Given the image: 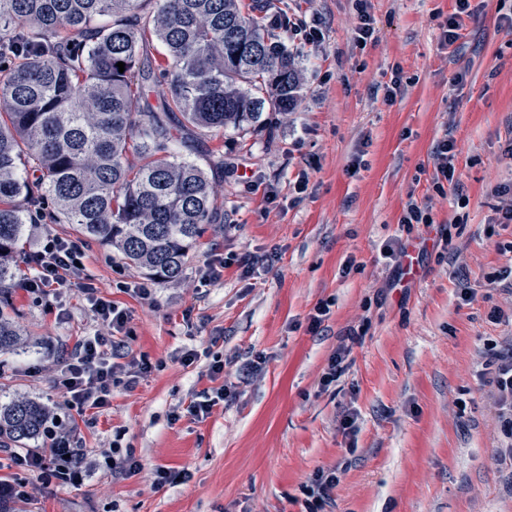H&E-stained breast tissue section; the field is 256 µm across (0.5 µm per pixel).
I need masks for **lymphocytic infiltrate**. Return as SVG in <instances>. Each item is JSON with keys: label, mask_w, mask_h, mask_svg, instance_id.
<instances>
[{"label": "lymphocytic infiltrate", "mask_w": 512, "mask_h": 512, "mask_svg": "<svg viewBox=\"0 0 512 512\" xmlns=\"http://www.w3.org/2000/svg\"><path fill=\"white\" fill-rule=\"evenodd\" d=\"M85 257L78 242L45 233L37 249L26 258L31 274L25 277L22 287L32 294L59 297L63 286L72 279H80V264ZM81 290L99 328L93 335L81 337L73 348L58 357L52 375L66 409L80 415L90 409L108 408L113 386L122 382L136 384L141 375L153 370L147 358L134 359L128 355L127 342L121 336L129 321L126 310L99 296L93 283L82 282ZM476 375L493 388L498 414L512 431V345L493 353ZM45 437L43 446L11 451L12 466L24 473L50 474L65 487L77 488L90 480L97 465L88 461L76 425L52 421Z\"/></svg>", "instance_id": "f902f5d3"}]
</instances>
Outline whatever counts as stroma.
<instances>
[{
  "label": "stroma",
  "mask_w": 512,
  "mask_h": 512,
  "mask_svg": "<svg viewBox=\"0 0 512 512\" xmlns=\"http://www.w3.org/2000/svg\"><path fill=\"white\" fill-rule=\"evenodd\" d=\"M369 3L377 38L360 47L353 0H271L324 39L285 37L303 77L294 111L218 140L221 218L181 280L154 282L152 301L141 300L121 285L143 274L88 245L87 275L130 316V355L156 368L133 389L114 387L109 409L81 434L88 453L115 443L143 469L128 477L103 466L77 489L30 476L32 512H304V485L334 468L330 512H512V465L498 457L512 435L475 376L512 345V325L488 318L494 307L512 312V292L487 282L512 272V224L493 221L496 187L512 184V35L499 27L498 0H473L479 12L464 18L452 57L439 25L454 0ZM396 72L405 84L389 103L378 88ZM446 136L464 207L434 187L431 151ZM265 184L275 199L264 198ZM411 199L435 223L464 225L445 259L428 251L417 278L397 281L379 250L402 236ZM221 259L222 277L202 283ZM466 288L472 301L461 297ZM322 301L330 312L314 333ZM13 303L29 338L0 356V400L22 394L63 411L48 374L34 368L98 324L75 281L62 316L20 288ZM352 330L362 342L322 386ZM191 349L198 358L183 365ZM217 356L224 372L214 376ZM224 385L229 396L207 417L186 415L192 399ZM161 466L191 478L154 488Z\"/></svg>",
  "instance_id": "35a3bbf8"
}]
</instances>
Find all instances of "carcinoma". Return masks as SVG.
I'll use <instances>...</instances> for the list:
<instances>
[{"instance_id": "carcinoma-1", "label": "carcinoma", "mask_w": 512, "mask_h": 512, "mask_svg": "<svg viewBox=\"0 0 512 512\" xmlns=\"http://www.w3.org/2000/svg\"><path fill=\"white\" fill-rule=\"evenodd\" d=\"M267 10L260 0H0V353L22 344L11 295L31 225L47 218L150 279L183 276L219 202L177 147L300 98L296 56ZM47 415L23 395L1 400L0 448L39 440Z\"/></svg>"}]
</instances>
